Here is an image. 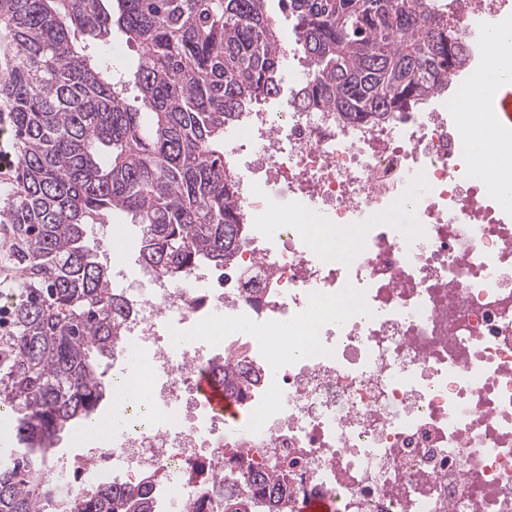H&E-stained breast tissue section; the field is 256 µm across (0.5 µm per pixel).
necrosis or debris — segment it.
<instances>
[{
    "instance_id": "1",
    "label": "necrosis or debris",
    "mask_w": 512,
    "mask_h": 512,
    "mask_svg": "<svg viewBox=\"0 0 512 512\" xmlns=\"http://www.w3.org/2000/svg\"><path fill=\"white\" fill-rule=\"evenodd\" d=\"M470 95L376 123L290 101L242 113L224 138L250 226L237 267L124 288L125 425L100 423L84 453L48 450L62 499L158 473V512H190L235 448L260 472L296 458L292 512L323 497L336 512H512V139L470 120ZM220 326L252 329L244 434L197 389L202 373L224 381Z\"/></svg>"
}]
</instances>
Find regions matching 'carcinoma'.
Returning <instances> with one entry per match:
<instances>
[{"label": "carcinoma", "instance_id": "1", "mask_svg": "<svg viewBox=\"0 0 512 512\" xmlns=\"http://www.w3.org/2000/svg\"><path fill=\"white\" fill-rule=\"evenodd\" d=\"M310 65L295 104L380 121L448 93L468 50L437 0H278ZM134 60L121 72L112 30ZM15 49L0 97L20 148L0 209L19 273L11 329L0 336V408L23 448L0 463V512H153L154 478L104 483L62 500L42 452L93 418L102 358L130 315L110 288L91 224L131 215L140 265L183 283L224 270L246 243L224 135L280 95L284 55L265 0H0V42ZM288 473L224 472L214 512H288Z\"/></svg>", "mask_w": 512, "mask_h": 512}]
</instances>
